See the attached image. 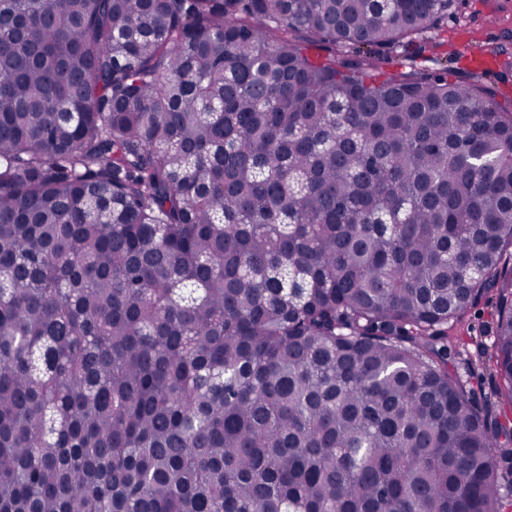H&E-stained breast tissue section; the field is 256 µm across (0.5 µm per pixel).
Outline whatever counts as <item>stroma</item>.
Masks as SVG:
<instances>
[{"instance_id": "1", "label": "stroma", "mask_w": 512, "mask_h": 512, "mask_svg": "<svg viewBox=\"0 0 512 512\" xmlns=\"http://www.w3.org/2000/svg\"><path fill=\"white\" fill-rule=\"evenodd\" d=\"M501 55H493V48ZM419 70L436 75L451 70L460 79L478 78L498 100H512V0H452L434 44L397 49L383 75ZM495 298L486 296L449 329L450 343L476 358L493 341Z\"/></svg>"}]
</instances>
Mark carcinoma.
Instances as JSON below:
<instances>
[{"label":"carcinoma","mask_w":512,"mask_h":512,"mask_svg":"<svg viewBox=\"0 0 512 512\" xmlns=\"http://www.w3.org/2000/svg\"><path fill=\"white\" fill-rule=\"evenodd\" d=\"M448 2L0 0V512H502L512 107L372 79ZM495 296L489 294L471 308L461 319L448 329L452 348L460 352L463 358H478L481 348H489L493 341L495 326ZM457 367L464 380H466L473 399L479 405H483L487 398L492 397L494 391L501 384L493 366L488 362L483 365L479 363L471 365L460 363Z\"/></svg>","instance_id":"carcinoma-1"}]
</instances>
